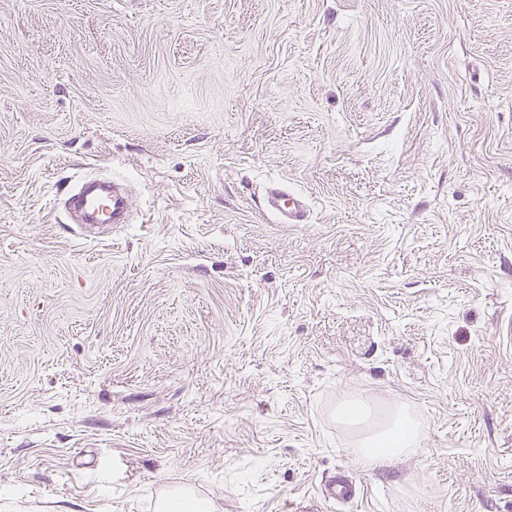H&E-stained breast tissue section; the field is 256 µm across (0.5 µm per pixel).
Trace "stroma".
<instances>
[{
	"label": "stroma",
	"instance_id": "35a3bbf8",
	"mask_svg": "<svg viewBox=\"0 0 512 512\" xmlns=\"http://www.w3.org/2000/svg\"><path fill=\"white\" fill-rule=\"evenodd\" d=\"M86 175L133 223L69 222ZM347 401L419 445L360 469ZM183 485L512 512V0H0V512ZM267 206L269 211L279 217L280 224L307 223L309 209L303 196L287 194L282 189L273 187L267 195ZM325 493L328 498L349 501L357 497L356 484L347 476L338 474L328 482Z\"/></svg>",
	"mask_w": 512,
	"mask_h": 512
}]
</instances>
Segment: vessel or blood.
<instances>
[{
    "label": "vessel or blood",
    "instance_id": "1",
    "mask_svg": "<svg viewBox=\"0 0 512 512\" xmlns=\"http://www.w3.org/2000/svg\"><path fill=\"white\" fill-rule=\"evenodd\" d=\"M66 208L83 224H126L131 217V204L127 193L119 184L98 178L83 179L65 202ZM267 206L281 223L303 224L309 212L303 196L271 188ZM325 493L328 498L349 501L357 496L352 480L339 474L331 479Z\"/></svg>",
    "mask_w": 512,
    "mask_h": 512
}]
</instances>
